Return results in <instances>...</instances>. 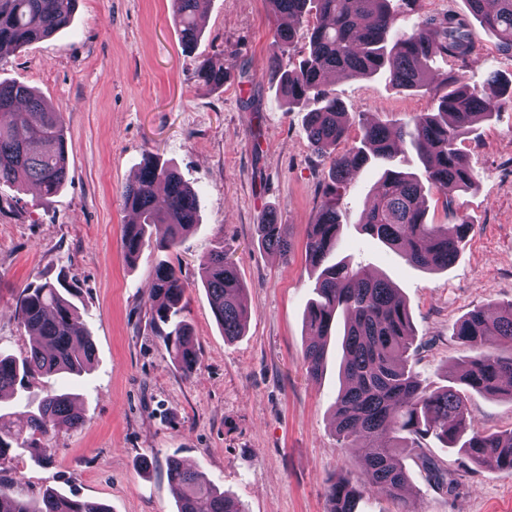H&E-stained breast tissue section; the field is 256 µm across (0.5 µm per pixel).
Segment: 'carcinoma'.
Returning a JSON list of instances; mask_svg holds the SVG:
<instances>
[{
  "instance_id": "1",
  "label": "carcinoma",
  "mask_w": 512,
  "mask_h": 512,
  "mask_svg": "<svg viewBox=\"0 0 512 512\" xmlns=\"http://www.w3.org/2000/svg\"><path fill=\"white\" fill-rule=\"evenodd\" d=\"M277 12L297 22L313 15L308 43L298 65H289L296 50L293 25L275 24L272 52L264 75L277 84L288 109L307 106L305 131L314 152L331 156L328 186L312 224L308 225L306 256L318 270L305 319L308 343L304 350L307 374L324 370L327 338L338 315L345 317L342 340V386L334 412L336 435L342 447L355 454L365 477L363 485L341 478L328 485V512H357L362 488L407 508L409 477L400 450L420 447L417 438L433 434L476 467L512 475V428L490 432L475 424L461 388L512 399V303L493 313L482 308L468 312L455 324L454 336L474 355L457 363L452 384L430 391L407 365L414 331L406 303L383 276L345 260L331 262L340 237L337 188L351 180L370 160L384 166L372 193L362 227L385 246L398 251L417 268L446 269L458 258L470 225L426 223L423 182L434 186L443 203L468 189L474 174L467 155L458 147L473 126L499 111L501 99H512V77L489 76L490 95L468 84L443 77L437 110L415 115L393 129L382 123L366 125L360 144L336 153L348 133V113L325 89L331 74L345 77L387 74L405 90L430 89L429 62L442 55L468 64L477 58V45L467 17L453 11L429 16L409 29L396 27L399 13L412 11L415 0H272ZM202 0H172L173 17L181 40L197 41V15ZM468 12L493 33L499 46L512 49V0H465ZM76 0H0V47L28 46L70 26ZM197 77L206 86L224 85V69L203 63ZM407 144L415 151L423 175L394 166ZM68 146L61 113L29 87L0 83V182L32 183L42 196L56 194L67 178ZM122 206L137 213V224L123 227L122 245L130 261L150 245L152 230L166 228L158 247L172 249L199 223V195L167 163L153 153L143 158L136 182L123 187ZM261 243L288 256V228L275 215L257 225ZM200 281L224 338L244 333L248 319L246 289L235 264L215 251L200 263ZM187 283L181 270L159 263L147 302L156 332L173 364L190 374L199 363L191 330L180 318ZM76 289L45 281L23 289L16 311L23 328L38 338L20 359L0 356V399L39 377L79 374L94 358V344L74 302ZM494 336L505 349L491 351ZM83 418L70 394L49 390L31 401L28 410L0 408V464L19 450L48 460L41 439L51 432L76 428ZM384 435L391 443L378 442ZM423 467L438 489L451 493L456 473L425 454ZM167 477L177 492L178 512H245L233 498L217 491L202 473L176 458L166 461ZM0 512H108L96 503L46 492L31 506L14 498L0 483Z\"/></svg>"
}]
</instances>
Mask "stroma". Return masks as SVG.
<instances>
[{
  "label": "stroma",
  "mask_w": 512,
  "mask_h": 512,
  "mask_svg": "<svg viewBox=\"0 0 512 512\" xmlns=\"http://www.w3.org/2000/svg\"><path fill=\"white\" fill-rule=\"evenodd\" d=\"M270 0H205L192 50L182 46L171 0H77L72 25L30 46L0 52V81L25 84L61 112L68 142L62 189L42 197L30 185H0V352L23 357L32 338L15 298L45 281L76 286V304L95 347L89 371L34 382L0 404L19 409L48 386L76 394L81 427L50 434L49 462L24 454L0 465L13 497L49 489L104 504L109 512H177L165 463L202 470L245 512H327L325 489L359 480L333 422L342 350L328 342L323 373L304 367L305 315L315 274L306 259L311 224L329 182V161L310 147L302 111H287L262 71L270 51ZM475 62L435 58L436 73L485 85L512 74V52L479 22ZM223 67L222 86H203L200 64ZM328 90L349 112L337 152L361 137L363 122L405 121L433 111L434 91L394 88L387 75L333 78ZM475 175L451 206L425 190L426 221L471 230L448 270L409 265L365 233L363 211L382 170L370 163L343 191L338 256L385 274L406 302L415 333L410 364L423 386L446 385L472 351L453 336L475 308L512 303V103L477 123L461 144ZM157 153L200 190V222L179 246L124 256L121 230L132 216L120 192ZM275 214L292 250L262 246L257 226ZM221 250L240 272L250 308L243 336L225 339L199 277V263ZM180 267L188 284L183 317L200 363L176 369L149 322L147 296L158 261ZM483 429L512 428V400L466 393ZM458 475L453 493L435 489L418 453ZM416 512H512V477L467 463L434 436L402 453Z\"/></svg>",
  "instance_id": "35a3bbf8"
}]
</instances>
